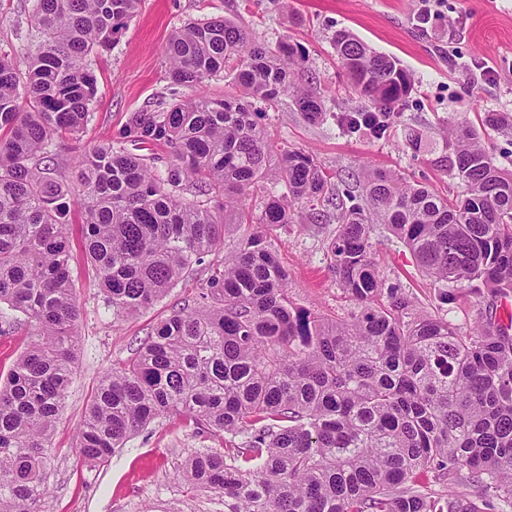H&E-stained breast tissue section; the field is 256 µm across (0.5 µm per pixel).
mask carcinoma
Listing matches in <instances>:
<instances>
[{
  "label": "carcinoma",
  "instance_id": "obj_1",
  "mask_svg": "<svg viewBox=\"0 0 512 512\" xmlns=\"http://www.w3.org/2000/svg\"><path fill=\"white\" fill-rule=\"evenodd\" d=\"M142 0H34L29 51L0 47V335L30 342L0 379V512H40L51 436L67 397L80 336L70 218L122 320L162 300L208 256L218 263L193 304L151 328L134 355L106 372L88 405L75 455L105 463L161 416L195 433L242 436L188 457L185 485L224 496V512H498L512 505V173L495 166L476 131L453 126L432 163L463 192L450 200L398 173L367 170L364 204L328 192L315 159L268 139L253 109L291 97L309 121L322 97L295 80L301 48L255 41L224 17L169 36L167 79L186 99L130 113L117 142L164 144L160 171L110 144L70 164L51 146L92 117L91 58L112 51ZM356 94L377 110L357 120L377 133L413 90L411 74L347 30L332 38ZM234 72L239 94L212 98L211 78ZM483 122L512 129V114ZM281 186L260 213L254 190ZM336 211L327 250L354 301L325 319L288 303V271L271 236L299 209ZM385 224L422 273L466 284L478 298L462 331L414 311L372 255ZM237 235L235 249L224 239ZM433 473L448 492L428 496Z\"/></svg>",
  "mask_w": 512,
  "mask_h": 512
}]
</instances>
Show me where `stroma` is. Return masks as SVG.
I'll list each match as a JSON object with an SVG mask.
<instances>
[{
  "mask_svg": "<svg viewBox=\"0 0 512 512\" xmlns=\"http://www.w3.org/2000/svg\"><path fill=\"white\" fill-rule=\"evenodd\" d=\"M413 0H143L112 52L93 58L100 95L93 118L79 138L58 142L57 153L72 157L85 148L108 143L130 112L157 100L190 97L191 89L172 85L165 75L164 47L185 23L224 17L244 26L259 41L281 39L301 47L305 61L299 84L320 93L326 103L322 120L311 123L291 97L262 109L260 122L275 143L313 156L330 189L360 198L365 168L392 170L456 196L460 184L432 167L429 154L414 153L405 132H424L443 142L450 126L476 129L493 163L512 171V134L482 125L487 112L512 113V0H438L428 28L412 20ZM33 0H0V46L24 53ZM348 30L376 50L396 59L414 78L406 102L395 106L378 135L346 126L348 115L364 110L347 80L331 42ZM336 229L333 213L302 212L297 223L274 233L272 245L289 274L288 297L314 315L343 317L353 302L336 282L326 243ZM372 252L389 282L410 295L416 310L468 328L478 314L468 289H452L425 277L406 245L386 225H375ZM80 307L81 337L68 396L51 439V463L45 474L49 493L42 512H224L217 494L193 491L180 480L191 454L220 447L219 438L196 434L172 417H161L132 435L109 461L78 462L73 446L77 428L103 374L135 353L147 332L171 310L191 299L208 270L179 283L151 308L116 323L90 266L83 257L72 264Z\"/></svg>",
  "mask_w": 512,
  "mask_h": 512,
  "instance_id": "stroma-1",
  "label": "stroma"
}]
</instances>
